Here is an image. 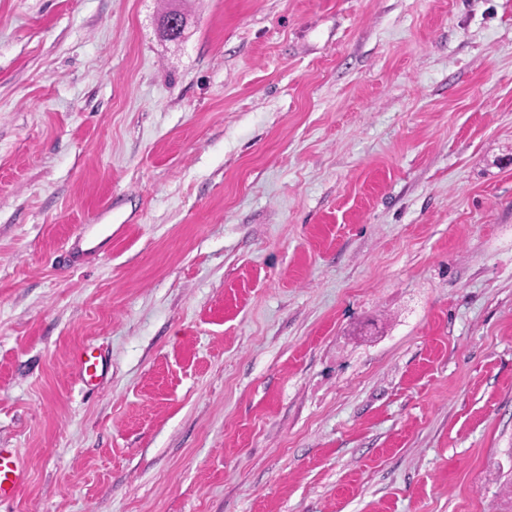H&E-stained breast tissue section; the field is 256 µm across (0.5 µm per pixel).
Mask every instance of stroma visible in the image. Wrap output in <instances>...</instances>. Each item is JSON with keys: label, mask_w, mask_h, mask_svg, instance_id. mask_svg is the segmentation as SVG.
<instances>
[{"label": "stroma", "mask_w": 512, "mask_h": 512, "mask_svg": "<svg viewBox=\"0 0 512 512\" xmlns=\"http://www.w3.org/2000/svg\"><path fill=\"white\" fill-rule=\"evenodd\" d=\"M0 448V512H512V0H0ZM74 360L83 386L98 387L107 374V361L101 348L93 344L82 346L76 352ZM27 480V469L14 448H0V501L13 499Z\"/></svg>", "instance_id": "obj_1"}]
</instances>
